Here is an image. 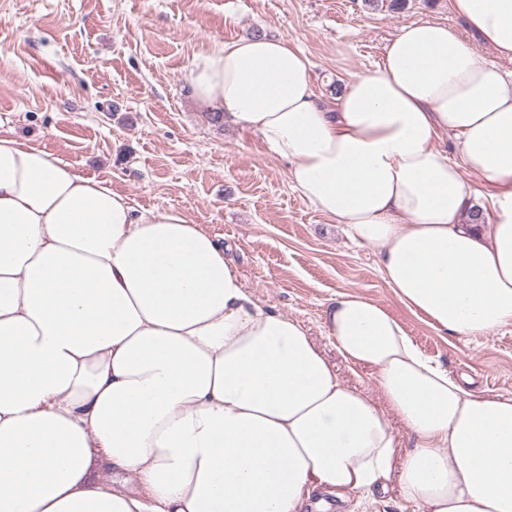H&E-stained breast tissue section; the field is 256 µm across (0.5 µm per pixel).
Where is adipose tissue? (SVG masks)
Returning <instances> with one entry per match:
<instances>
[{
    "mask_svg": "<svg viewBox=\"0 0 512 512\" xmlns=\"http://www.w3.org/2000/svg\"><path fill=\"white\" fill-rule=\"evenodd\" d=\"M451 3L512 61V0ZM185 81L378 246L413 314L457 337L512 324V87L473 43L403 26L333 112L284 39L214 45ZM467 171L491 187L481 205ZM324 326L373 390L259 303L202 225L136 213L107 181L0 134V512H329L393 488L419 512H512L511 396L472 389L361 293L338 294Z\"/></svg>",
    "mask_w": 512,
    "mask_h": 512,
    "instance_id": "ef3b65f1",
    "label": "adipose tissue"
}]
</instances>
